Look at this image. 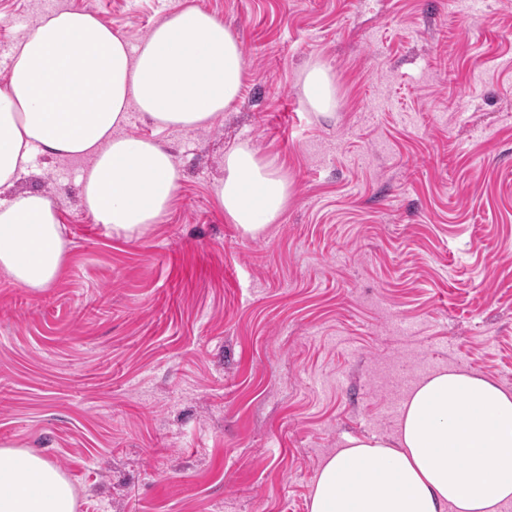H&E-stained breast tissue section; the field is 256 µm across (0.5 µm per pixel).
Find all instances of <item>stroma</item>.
Instances as JSON below:
<instances>
[{
	"mask_svg": "<svg viewBox=\"0 0 512 512\" xmlns=\"http://www.w3.org/2000/svg\"><path fill=\"white\" fill-rule=\"evenodd\" d=\"M184 3L240 42V95L197 130L129 110L181 175L145 235L84 210V160L16 184L56 204L66 261L39 291L0 271V447L57 466L75 512H309L322 463L394 436L421 378L512 389V0H0V46L60 4L135 45ZM244 142L293 183L257 238L212 192ZM302 89L309 104L323 113H330L335 108V92L329 70L316 61L305 72Z\"/></svg>",
	"mask_w": 512,
	"mask_h": 512,
	"instance_id": "1",
	"label": "stroma"
}]
</instances>
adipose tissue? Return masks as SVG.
<instances>
[{
	"mask_svg": "<svg viewBox=\"0 0 512 512\" xmlns=\"http://www.w3.org/2000/svg\"><path fill=\"white\" fill-rule=\"evenodd\" d=\"M244 72L238 40L195 6L174 8L134 46L89 12L62 7L43 18L0 88V271L39 290L64 267L56 206L13 190L34 156L89 159L83 206L113 232L143 234L167 213L180 176L161 144L120 135L129 110L159 128L203 129L237 99ZM302 89L314 109H334L322 63L309 65ZM291 193L274 160L245 144L226 153L215 198L243 234L277 223ZM511 501L512 392L448 368L407 393L392 439L347 437L320 468L309 510L498 512ZM0 512H75V496L49 461L5 446Z\"/></svg>",
	"mask_w": 512,
	"mask_h": 512,
	"instance_id": "obj_1",
	"label": "adipose tissue"
}]
</instances>
